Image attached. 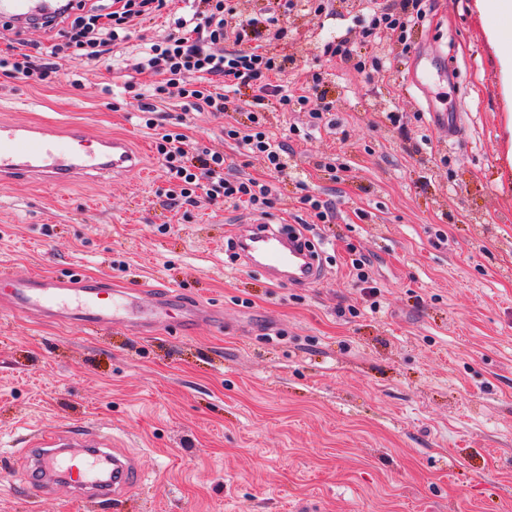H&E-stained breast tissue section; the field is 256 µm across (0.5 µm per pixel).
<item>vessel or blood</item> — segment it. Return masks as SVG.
I'll use <instances>...</instances> for the list:
<instances>
[{
    "label": "vessel or blood",
    "instance_id": "obj_1",
    "mask_svg": "<svg viewBox=\"0 0 512 512\" xmlns=\"http://www.w3.org/2000/svg\"><path fill=\"white\" fill-rule=\"evenodd\" d=\"M78 0H0V25L22 33L43 30ZM141 162L126 139L90 135L72 128L67 137L37 124L0 120V181L58 186L81 173L109 176L139 170ZM246 262L277 281L308 284L318 280L317 253L303 238L256 221L236 240ZM153 301L113 288L106 278L80 275H14L0 265V310L41 321L73 325L89 333L123 325L136 332L166 327L184 330L201 322L220 327L223 312L183 300L174 288H151ZM108 440L81 428L61 433L38 432L25 445L31 467L15 478L16 485L42 497L52 495L58 480L73 492L93 491L102 500L144 483L142 466L121 461L107 451Z\"/></svg>",
    "mask_w": 512,
    "mask_h": 512
}]
</instances>
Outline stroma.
Wrapping results in <instances>:
<instances>
[{"label":"stroma","mask_w":512,"mask_h":512,"mask_svg":"<svg viewBox=\"0 0 512 512\" xmlns=\"http://www.w3.org/2000/svg\"><path fill=\"white\" fill-rule=\"evenodd\" d=\"M367 6L289 13L287 39L269 45L294 59L288 84L308 89L309 109L335 120L268 113L292 167L269 216L304 226L319 249L309 285L273 281L228 249L247 211L204 197L167 206L154 136L124 89L126 64L163 19L82 86L67 59L43 87L0 77L1 120L121 136L143 161L111 179L0 184V263L106 275L136 293L174 287L224 311L220 329L95 337L0 312V478L25 468L22 436L72 426L111 435L149 475L103 504L63 487L45 499L14 490L0 512H512V105L492 22L474 0H427L405 41L372 39ZM337 40L350 61L324 55ZM168 115L223 149L230 175L263 173L224 138L225 123L248 126L247 111ZM353 252L371 265L378 311L348 275ZM348 305L355 313L338 315Z\"/></svg>","instance_id":"stroma-1"}]
</instances>
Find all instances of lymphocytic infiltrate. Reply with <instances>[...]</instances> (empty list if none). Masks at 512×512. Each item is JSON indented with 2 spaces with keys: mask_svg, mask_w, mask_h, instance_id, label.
Wrapping results in <instances>:
<instances>
[{
  "mask_svg": "<svg viewBox=\"0 0 512 512\" xmlns=\"http://www.w3.org/2000/svg\"><path fill=\"white\" fill-rule=\"evenodd\" d=\"M421 5L422 0H401L399 12L375 11L366 35H403L413 20L421 18ZM281 7L279 15L240 20L232 0H183L177 9L172 0H103L65 17L59 40L47 45L33 42L28 50L0 54V76L43 85L57 78L63 57L74 59L84 71L111 67L114 50L137 25L165 17L168 34L150 42L133 66L134 71L153 73L155 82L146 88L133 80L125 83L143 126L155 133V149L168 184L165 196L182 206L194 204L203 193L216 205L240 204L261 212L273 204L269 182L226 178L223 150L192 142L182 122H167L161 107L176 101L186 112L221 114L237 110L235 95L240 88L251 89L249 126L225 124L224 138L245 154L262 157L270 173L286 175L288 148L270 131L267 112L274 106L303 107L309 98L291 94L284 84L288 57L259 45L247 48L243 42L249 29L260 24L272 39L282 40L288 35L283 13L306 11L319 17L326 13L328 0H282Z\"/></svg>",
  "mask_w": 512,
  "mask_h": 512,
  "instance_id": "1",
  "label": "lymphocytic infiltrate"
}]
</instances>
